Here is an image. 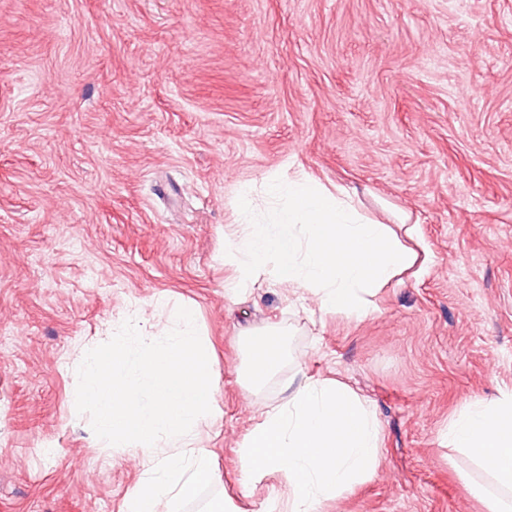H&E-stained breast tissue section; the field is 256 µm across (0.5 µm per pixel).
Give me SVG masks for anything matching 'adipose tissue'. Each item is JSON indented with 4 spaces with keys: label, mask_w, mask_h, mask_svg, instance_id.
<instances>
[{
    "label": "adipose tissue",
    "mask_w": 512,
    "mask_h": 512,
    "mask_svg": "<svg viewBox=\"0 0 512 512\" xmlns=\"http://www.w3.org/2000/svg\"><path fill=\"white\" fill-rule=\"evenodd\" d=\"M264 192L275 206L274 220L256 219L252 192H242L241 231L224 244L237 286L256 285L269 274L295 300L310 294L321 311L361 320L376 311L379 291L418 262L408 244L413 225L396 234L364 216L343 191L297 175L267 179ZM285 336L275 326L247 332L244 374L251 388H262L278 371ZM446 439L485 471V481L472 488L487 512H512V392L468 402ZM380 448L379 420L350 386L305 377L264 412L238 456L252 481L272 473L282 478L287 512H321L325 502L375 474Z\"/></svg>",
    "instance_id": "adipose-tissue-1"
}]
</instances>
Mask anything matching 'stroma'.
I'll return each mask as SVG.
<instances>
[{
    "label": "stroma",
    "mask_w": 512,
    "mask_h": 512,
    "mask_svg": "<svg viewBox=\"0 0 512 512\" xmlns=\"http://www.w3.org/2000/svg\"><path fill=\"white\" fill-rule=\"evenodd\" d=\"M295 174L415 224L428 260L369 317L234 291L238 193ZM179 306L214 353L195 441L238 512L287 501L237 450L304 376L381 425L374 477L322 512H486L444 435L512 392V0H0V512H127L144 467L97 447L76 369ZM267 325L287 358L251 392ZM244 374L253 389L265 386L278 371L284 355L287 331L266 326L246 332Z\"/></svg>",
    "instance_id": "1"
}]
</instances>
